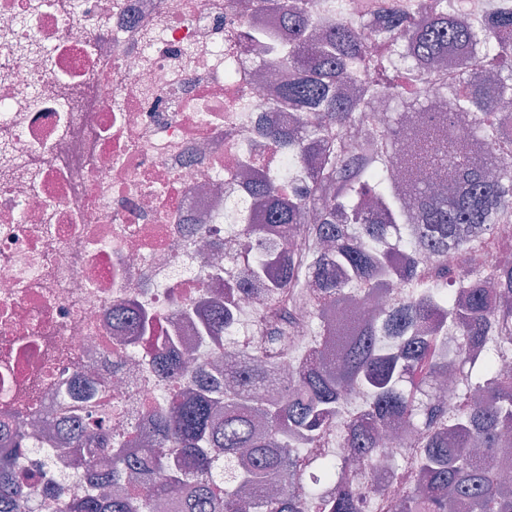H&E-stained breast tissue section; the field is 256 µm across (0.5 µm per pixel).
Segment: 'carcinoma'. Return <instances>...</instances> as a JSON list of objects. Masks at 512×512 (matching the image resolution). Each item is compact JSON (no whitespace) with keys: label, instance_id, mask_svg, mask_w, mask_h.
Wrapping results in <instances>:
<instances>
[{"label":"carcinoma","instance_id":"obj_1","mask_svg":"<svg viewBox=\"0 0 512 512\" xmlns=\"http://www.w3.org/2000/svg\"><path fill=\"white\" fill-rule=\"evenodd\" d=\"M319 0H259L288 22V74L277 106L298 114L297 128L272 126L274 144H286L302 161L306 144L317 142V166L301 182L287 175L248 183L258 222L241 229L236 254L246 281L267 296L264 318L268 348L294 335L298 291L315 275L316 312L336 308V362L311 352L278 399L253 394L246 385L268 373L253 365L226 389L221 370L187 374L182 398L150 414L153 447L136 448L100 419L88 418L85 469L93 489L112 486V497L93 491L64 504L62 512H154L156 500L184 488L178 512H304L293 486L296 474L290 438L318 440L331 423L343 427L350 454L319 461L311 495L324 512H362V500L347 472L355 459L370 463L380 452L378 428L401 420L422 436L418 463L423 489L395 504L396 512H451L457 499L472 512H512V487L497 468L512 430V379L497 372L512 345V240L497 235L512 216V137L498 126L512 117V3L491 0V22L463 24L461 0H417L410 13L386 0L367 37L332 5L327 25L314 19ZM259 54L273 50L262 29L240 33ZM452 54V69L445 57ZM376 74L349 98L338 87L355 69ZM446 92L435 111L423 89ZM386 112L378 134L351 145L348 133ZM490 146L487 161L474 160L471 146ZM495 247L489 267L476 263L485 246ZM412 255L421 249L443 257L456 249L463 260L450 269L423 267L412 257L392 260L393 248ZM278 276L266 278L270 259ZM403 280L406 292L384 311L359 318L352 305L384 282ZM215 316L201 340L218 338L231 325L233 300L213 299ZM399 341L389 350L384 337ZM456 340L448 359L439 341ZM159 374L182 376V360L155 357ZM460 372L465 392L450 416L434 402L432 385L445 372ZM224 471V496L209 481ZM0 512H37L34 498L57 488L30 470L13 472L0 459ZM31 488L21 499L7 476ZM278 482L285 490L244 498L240 490Z\"/></svg>","mask_w":512,"mask_h":512}]
</instances>
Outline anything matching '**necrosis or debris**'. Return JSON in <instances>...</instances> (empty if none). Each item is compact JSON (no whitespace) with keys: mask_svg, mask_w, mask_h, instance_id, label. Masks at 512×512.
Returning <instances> with one entry per match:
<instances>
[{"mask_svg":"<svg viewBox=\"0 0 512 512\" xmlns=\"http://www.w3.org/2000/svg\"><path fill=\"white\" fill-rule=\"evenodd\" d=\"M277 32L256 0H0V419L56 422L81 401L55 384L89 380L113 433L139 436L148 413L177 391L152 358L164 343L193 348L201 366L225 349L255 357L260 301L239 294L229 260L251 214L239 172L298 178L261 125L287 123L268 107L275 62L228 29ZM220 264L236 291L233 342L200 343L211 310L208 270ZM288 348L272 351L266 395L278 397L316 334L311 298ZM152 325L132 336L113 325L117 306ZM373 465L348 475L363 512H393L420 481L400 471L392 431ZM57 452L29 441L15 470L42 466L62 489L40 512L89 487L57 437Z\"/></svg>","mask_w":512,"mask_h":512,"instance_id":"1","label":"necrosis or debris"}]
</instances>
